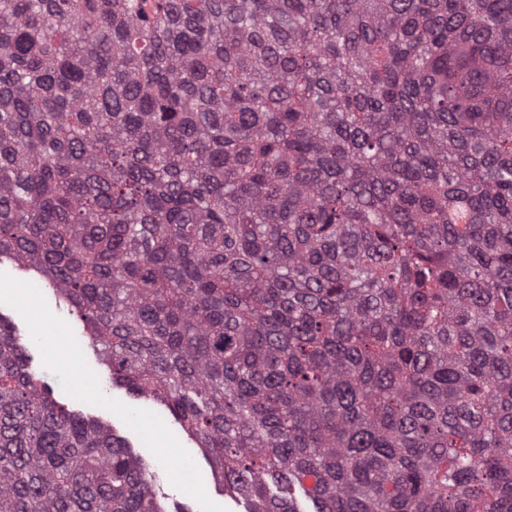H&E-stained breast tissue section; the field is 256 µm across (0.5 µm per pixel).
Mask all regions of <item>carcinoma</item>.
I'll use <instances>...</instances> for the list:
<instances>
[{
  "label": "carcinoma",
  "instance_id": "cac0c4a2",
  "mask_svg": "<svg viewBox=\"0 0 512 512\" xmlns=\"http://www.w3.org/2000/svg\"><path fill=\"white\" fill-rule=\"evenodd\" d=\"M247 512H512V0H0V257ZM0 316V512H169Z\"/></svg>",
  "mask_w": 512,
  "mask_h": 512
}]
</instances>
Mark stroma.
Returning <instances> with one entry per match:
<instances>
[{"label":"stroma","instance_id":"stroma-1","mask_svg":"<svg viewBox=\"0 0 512 512\" xmlns=\"http://www.w3.org/2000/svg\"><path fill=\"white\" fill-rule=\"evenodd\" d=\"M0 270L21 278L26 287L36 289L44 306L46 320L60 325L66 333L60 354L44 352L31 339L33 328L24 303L0 301V316L11 322L18 341L27 346L31 371L48 387L55 400L82 417L105 421L117 436L128 441L134 453L145 457L152 467L156 487L169 512H209L214 504L220 506L221 512H245L243 501L223 492L214 482L203 449L164 405L132 399L125 387L113 384L108 368L100 360L81 323L53 288L39 275L19 267L8 257H0ZM84 362L92 366L98 376L96 391L90 395L71 388L73 367ZM132 410L144 412L176 438L175 454L154 451L149 448L139 427L126 425L125 414ZM191 474L204 479L194 493L184 489Z\"/></svg>","mask_w":512,"mask_h":512}]
</instances>
